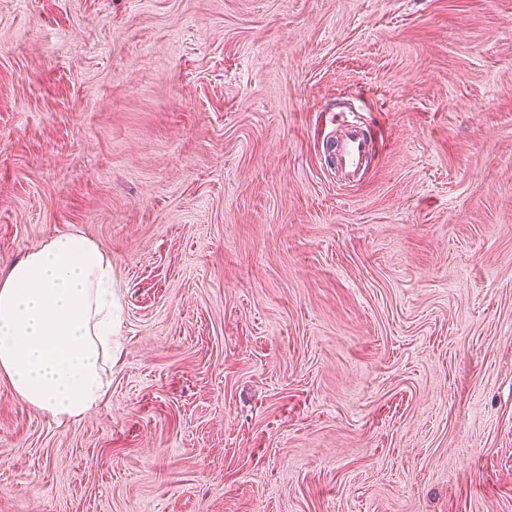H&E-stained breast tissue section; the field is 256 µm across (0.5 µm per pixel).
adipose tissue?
<instances>
[{"label":"adipose tissue","mask_w":512,"mask_h":512,"mask_svg":"<svg viewBox=\"0 0 512 512\" xmlns=\"http://www.w3.org/2000/svg\"><path fill=\"white\" fill-rule=\"evenodd\" d=\"M114 305L100 246L75 233L49 238L0 277V378L61 423L100 408Z\"/></svg>","instance_id":"1"}]
</instances>
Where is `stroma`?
Instances as JSON below:
<instances>
[{
  "mask_svg": "<svg viewBox=\"0 0 512 512\" xmlns=\"http://www.w3.org/2000/svg\"><path fill=\"white\" fill-rule=\"evenodd\" d=\"M69 232L109 397L0 380V512H512V0H0V276ZM344 131L332 138L329 156L345 179L353 182L360 178L361 171L373 154L374 142L371 134L355 121H344Z\"/></svg>",
  "mask_w": 512,
  "mask_h": 512,
  "instance_id": "stroma-1",
  "label": "stroma"
}]
</instances>
